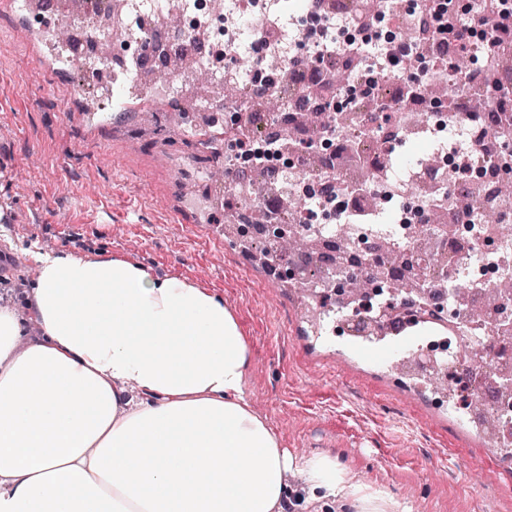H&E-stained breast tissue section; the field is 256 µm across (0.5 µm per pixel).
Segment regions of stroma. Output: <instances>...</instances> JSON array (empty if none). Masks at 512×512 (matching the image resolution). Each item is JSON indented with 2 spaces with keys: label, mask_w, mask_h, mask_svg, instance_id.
<instances>
[{
  "label": "stroma",
  "mask_w": 512,
  "mask_h": 512,
  "mask_svg": "<svg viewBox=\"0 0 512 512\" xmlns=\"http://www.w3.org/2000/svg\"><path fill=\"white\" fill-rule=\"evenodd\" d=\"M37 59L0 12V255L21 290L31 251L47 239L64 253L121 256L210 289L239 318L251 348L244 394L282 447L338 458L354 481L409 500L413 512H512L505 473L467 478L482 446L466 424L314 336L302 302L267 280L262 245L249 265L235 247L216 246L209 226L220 214L184 223L195 207L181 190L212 167V153H192L187 168L166 165L152 128L108 112L99 132L73 119L79 104L51 111L75 77L36 71Z\"/></svg>",
  "instance_id": "1"
}]
</instances>
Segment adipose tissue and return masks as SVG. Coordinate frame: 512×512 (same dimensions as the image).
I'll return each instance as SVG.
<instances>
[{"label":"adipose tissue","mask_w":512,"mask_h":512,"mask_svg":"<svg viewBox=\"0 0 512 512\" xmlns=\"http://www.w3.org/2000/svg\"><path fill=\"white\" fill-rule=\"evenodd\" d=\"M33 259L37 339L0 306V512H278L293 472L322 503L408 512L336 458L281 448L216 292L121 257Z\"/></svg>","instance_id":"adipose-tissue-1"}]
</instances>
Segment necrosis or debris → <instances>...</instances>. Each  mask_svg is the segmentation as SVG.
<instances>
[{
  "label": "necrosis or debris",
  "mask_w": 512,
  "mask_h": 512,
  "mask_svg": "<svg viewBox=\"0 0 512 512\" xmlns=\"http://www.w3.org/2000/svg\"><path fill=\"white\" fill-rule=\"evenodd\" d=\"M269 0H81L61 38L80 89L104 75L152 76L143 97L157 140L170 141L169 113L183 136L197 124L176 91L173 66L193 60L211 78L234 73V100L208 105L210 129L224 138L221 184L241 237L275 253V273L312 288L337 336L386 325L428 324L442 338L411 352L416 364L439 359L448 406L483 399L497 425H512V100L486 77L484 38L470 47L457 27L480 15L481 0H352L319 7L276 0L286 28L254 21ZM307 59L284 74L271 40ZM358 43L355 54L343 45ZM469 54L465 78L448 66ZM394 78L383 94L379 75ZM452 86L451 98L435 88ZM429 144L427 158L401 164L407 132ZM404 180L403 195L385 187ZM467 189L458 192L456 184ZM306 241L283 250L285 242Z\"/></svg>",
  "instance_id": "obj_1"
}]
</instances>
